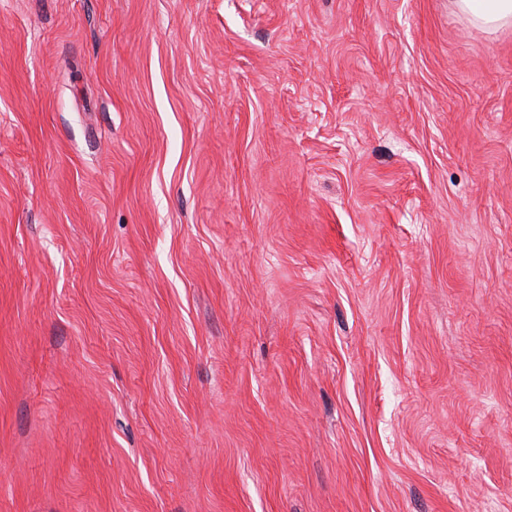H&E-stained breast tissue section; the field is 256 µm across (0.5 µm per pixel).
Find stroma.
Listing matches in <instances>:
<instances>
[{
	"label": "stroma",
	"instance_id": "1",
	"mask_svg": "<svg viewBox=\"0 0 512 512\" xmlns=\"http://www.w3.org/2000/svg\"><path fill=\"white\" fill-rule=\"evenodd\" d=\"M0 512H512V26L0 0Z\"/></svg>",
	"mask_w": 512,
	"mask_h": 512
}]
</instances>
